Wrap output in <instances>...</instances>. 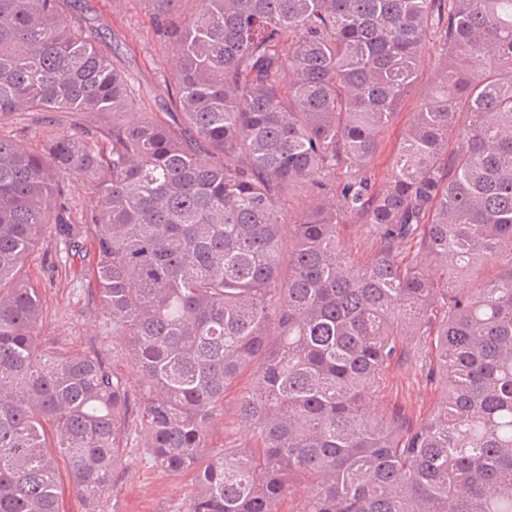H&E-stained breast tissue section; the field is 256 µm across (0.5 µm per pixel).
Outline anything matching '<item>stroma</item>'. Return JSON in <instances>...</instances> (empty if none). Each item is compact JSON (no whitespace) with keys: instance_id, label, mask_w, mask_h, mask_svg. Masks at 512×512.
I'll use <instances>...</instances> for the list:
<instances>
[{"instance_id":"35a3bbf8","label":"stroma","mask_w":512,"mask_h":512,"mask_svg":"<svg viewBox=\"0 0 512 512\" xmlns=\"http://www.w3.org/2000/svg\"><path fill=\"white\" fill-rule=\"evenodd\" d=\"M78 7L97 26L102 41L111 48L113 63L139 90L146 110L159 111V94L169 76V67L154 35L145 0H79ZM444 62L438 40L427 39L420 53V77L385 132L370 164L373 181L386 180L412 114L430 91ZM73 122L102 131L111 127L112 118L84 112H53L46 117L14 112L0 117V133L25 134L29 146L37 150L44 140L65 131ZM82 246L80 256L67 257L65 228L53 224L43 244L28 259V273L42 288L40 333L53 345L99 353L116 375L128 385H135L138 374L123 346L105 336L106 318L88 289L94 253L92 238H83ZM396 343L401 355L386 367L373 405L385 414L402 412L417 425L439 400V389L429 379L434 339L428 335L400 336ZM238 394L235 386L224 394V414L210 427L209 443L213 447H244L255 443L252 434L239 430L235 424ZM191 491L190 476L169 474L152 460L144 446L142 415L133 413L122 462L112 473L98 512H186Z\"/></svg>"}]
</instances>
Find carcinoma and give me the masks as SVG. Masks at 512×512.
Listing matches in <instances>:
<instances>
[{"mask_svg":"<svg viewBox=\"0 0 512 512\" xmlns=\"http://www.w3.org/2000/svg\"><path fill=\"white\" fill-rule=\"evenodd\" d=\"M170 59L160 116L72 0H0V114L109 112L38 151L0 134V512H59L57 458L96 504L122 459L127 383L41 339L29 256L68 224L64 180L97 208L91 292L139 374L145 447L188 474L186 512H512V0H147ZM446 67L380 185L367 171L418 80ZM105 134L104 154L94 139ZM346 168L341 189L331 182ZM315 202L284 219L283 194ZM376 240L351 258L337 226ZM288 224V235L282 226ZM437 410L417 426L371 402L395 337L433 323ZM237 424L208 445L243 372ZM247 380L248 375L224 393V415L216 419L210 427L209 444L211 446L215 448H224L221 447L224 444L233 447L254 446L256 439L252 434L239 430L235 424L239 389Z\"/></svg>","mask_w":512,"mask_h":512,"instance_id":"obj_1","label":"carcinoma"}]
</instances>
